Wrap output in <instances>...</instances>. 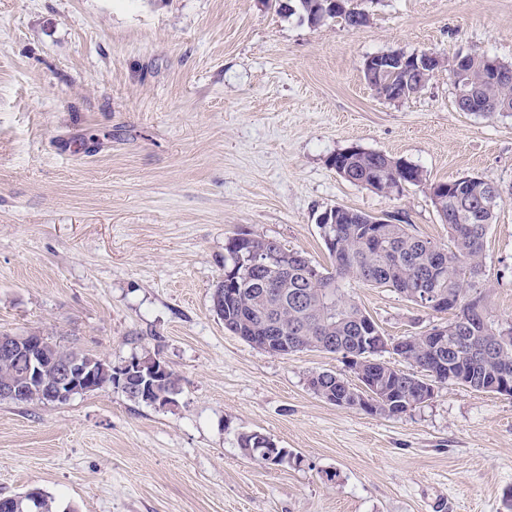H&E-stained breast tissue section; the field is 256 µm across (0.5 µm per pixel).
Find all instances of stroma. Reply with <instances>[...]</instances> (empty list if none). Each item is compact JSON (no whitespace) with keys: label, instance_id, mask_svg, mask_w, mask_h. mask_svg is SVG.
Returning <instances> with one entry per match:
<instances>
[{"label":"stroma","instance_id":"stroma-1","mask_svg":"<svg viewBox=\"0 0 512 512\" xmlns=\"http://www.w3.org/2000/svg\"><path fill=\"white\" fill-rule=\"evenodd\" d=\"M368 16L313 27L274 0H0V334L32 332L118 365L158 354L171 408L113 389L62 404L0 401V495L38 488L73 512H503L512 398L448 382L397 418L326 402L338 354L286 357L213 308L242 230L332 259L318 217L339 205L448 240L430 187L502 188L484 287L512 322V115L459 111L446 69L380 97L388 51L512 63V0H354ZM350 147L417 165L387 196L341 178ZM353 300L387 338L447 323L388 288ZM261 432L292 455L266 467ZM248 433H243L239 436V448L243 449L246 453L245 455L255 460L256 462L263 463L265 462L264 451L266 452L267 462H288V456H285L284 453L287 451L286 449L277 448L276 444L272 442L270 439L266 441L263 435H259L257 438L266 445V448L263 446L256 445L255 441L252 437L249 436ZM266 449V450H265Z\"/></svg>","mask_w":512,"mask_h":512}]
</instances>
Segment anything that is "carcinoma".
<instances>
[{
  "label": "carcinoma",
  "instance_id": "carcinoma-1",
  "mask_svg": "<svg viewBox=\"0 0 512 512\" xmlns=\"http://www.w3.org/2000/svg\"><path fill=\"white\" fill-rule=\"evenodd\" d=\"M332 0H281L280 13L311 26L322 23L332 13ZM499 60L489 56H469L467 69L476 100L469 111L486 116L503 114L504 105L512 107V78L506 82L489 80V68ZM432 74L427 73L407 84L396 81L397 95L406 99L421 92ZM342 164L350 175L348 182L374 188L373 172L389 167L398 181L419 184L422 171L412 165L399 168V160L386 154L359 150L349 156L337 154L333 164ZM489 182L462 178L448 182L443 207L438 212L448 228V244H438L408 232L403 224H370L372 216L345 207L334 215L335 234L340 251L332 255V269L313 263L300 252L278 250L280 262L288 265V276H274L249 266L235 239L224 244V267L237 268L240 278L220 282L215 291L222 293L217 314L230 332L243 330L262 336L273 326L288 353L316 348L347 357L354 351H366L376 341L364 327L366 314L352 301L345 288L350 282L373 287H389L406 299L419 290L436 291L448 298L450 331L444 342L422 335L409 337L405 362L423 372L437 373V382L461 383L467 377L474 390L507 375L512 380V324L503 326L490 318L465 339L455 338L454 329L467 317L471 301L484 294L482 279L484 238L494 222L502 191L492 195ZM365 377L389 405L380 414L399 417L422 403L412 374L386 363L363 366ZM239 448L246 456L263 463L265 448L256 445L247 433L239 436Z\"/></svg>",
  "mask_w": 512,
  "mask_h": 512
}]
</instances>
